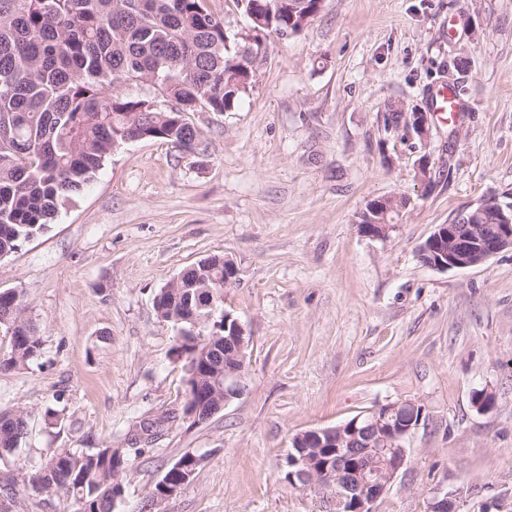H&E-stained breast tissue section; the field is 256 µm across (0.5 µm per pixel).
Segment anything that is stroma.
<instances>
[{"label": "stroma", "mask_w": 512, "mask_h": 512, "mask_svg": "<svg viewBox=\"0 0 512 512\" xmlns=\"http://www.w3.org/2000/svg\"><path fill=\"white\" fill-rule=\"evenodd\" d=\"M445 82L464 110L419 138L412 115ZM186 119L199 153L121 145L0 260V290L21 292L41 336L33 363L0 372V410L27 414L0 473L125 448L160 418L114 512H321L284 479L293 436L407 400L423 418L374 512H428L446 496L458 512H512V249L450 271L418 256L462 210L512 205V0H323L299 35L269 43L234 111ZM387 196L408 204L385 238L364 236L362 211ZM211 255L237 266L224 310L249 364L243 395L190 428L185 362L154 303ZM187 452L193 478L151 501Z\"/></svg>", "instance_id": "1"}]
</instances>
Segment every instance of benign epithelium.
I'll return each instance as SVG.
<instances>
[{
	"label": "benign epithelium",
	"mask_w": 512,
	"mask_h": 512,
	"mask_svg": "<svg viewBox=\"0 0 512 512\" xmlns=\"http://www.w3.org/2000/svg\"><path fill=\"white\" fill-rule=\"evenodd\" d=\"M438 254L432 267L447 271L480 265L500 251L512 248V211L500 212V221L491 231L462 234L454 221L441 225L428 239ZM244 344L236 346L234 362L224 367V403L242 395L246 371L241 361ZM399 404L387 403L365 411L334 429L316 430L307 436L297 457L289 455L293 467L291 485L307 490L321 485V495L330 512H373V504L386 491L403 467L407 448L403 441L415 426L401 424ZM176 478L163 484L171 487L170 499L192 477L183 467H175Z\"/></svg>",
	"instance_id": "7a95c632"
}]
</instances>
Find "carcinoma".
I'll list each match as a JSON object with an SVG mask.
<instances>
[{"mask_svg":"<svg viewBox=\"0 0 512 512\" xmlns=\"http://www.w3.org/2000/svg\"><path fill=\"white\" fill-rule=\"evenodd\" d=\"M235 0L257 17L263 39L286 40L314 17L313 0ZM224 21L204 0H0V260L42 232L119 145L133 140L189 144L200 136L184 119L206 109L230 112L249 94L255 71L234 64L244 40L225 42ZM154 84L174 103L163 109L129 88ZM403 197L373 201L361 223H392ZM469 223L496 224L479 207ZM23 300L0 296V333L11 350L0 371L31 363L40 353ZM163 320L178 329L176 354L186 364L182 415L216 406L224 389L211 382L231 351L224 330V257L210 256L182 271L155 298ZM210 370H203V350ZM25 414L0 411V460L26 434ZM124 452H53L24 475L32 492L62 493L77 512H113L123 495Z\"/></svg>","mask_w":512,"mask_h":512,"instance_id":"carcinoma-1","label":"carcinoma"}]
</instances>
